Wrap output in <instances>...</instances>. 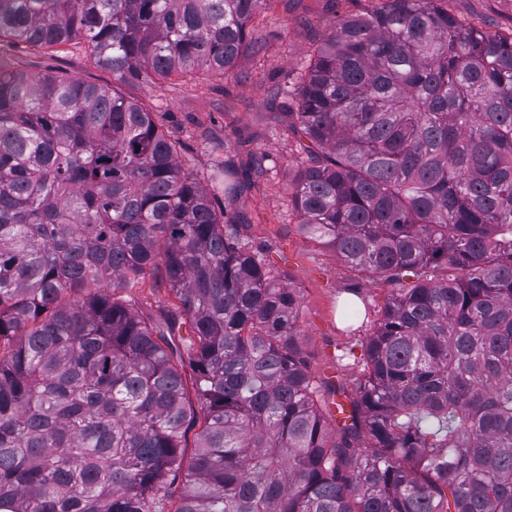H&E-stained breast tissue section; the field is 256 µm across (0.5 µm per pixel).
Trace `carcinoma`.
<instances>
[{
  "mask_svg": "<svg viewBox=\"0 0 512 512\" xmlns=\"http://www.w3.org/2000/svg\"><path fill=\"white\" fill-rule=\"evenodd\" d=\"M268 2L0 0V512H512L511 34L383 0L283 91L302 232L399 286L334 433L298 289L183 142L5 52L80 39L120 83L222 77ZM264 172L224 160V200ZM147 278L174 298L154 316L127 294Z\"/></svg>",
  "mask_w": 512,
  "mask_h": 512,
  "instance_id": "obj_1",
  "label": "carcinoma"
}]
</instances>
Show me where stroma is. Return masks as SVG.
Listing matches in <instances>:
<instances>
[{
  "mask_svg": "<svg viewBox=\"0 0 512 512\" xmlns=\"http://www.w3.org/2000/svg\"><path fill=\"white\" fill-rule=\"evenodd\" d=\"M380 0H270L250 26V50L225 78L204 70L188 76H151L123 91L149 109L156 124L180 138L179 162L215 191L212 170L224 159L219 141H242L243 152L263 157L266 172L258 187L240 203L244 237L265 248L275 274L300 292L297 330L305 358L318 380L351 385L358 377L363 346L396 294L394 284L367 279L333 252L308 239L291 206L294 178L306 155L287 122L274 120L282 98L277 87L288 83L308 63L315 45L331 31L337 15L376 9ZM457 19L489 22L512 33V0H440ZM15 67L30 77L53 75L111 86L110 71L90 65L84 44L32 52L13 49ZM359 289L367 314L354 324L340 315L347 289Z\"/></svg>",
  "mask_w": 512,
  "mask_h": 512,
  "instance_id": "obj_1",
  "label": "stroma"
}]
</instances>
